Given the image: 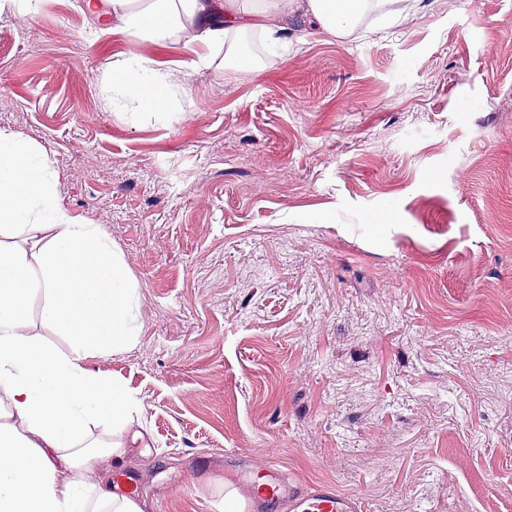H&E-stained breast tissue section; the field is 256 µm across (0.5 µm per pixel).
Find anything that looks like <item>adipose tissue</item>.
Here are the masks:
<instances>
[{"label":"adipose tissue","instance_id":"ef3b65f1","mask_svg":"<svg viewBox=\"0 0 512 512\" xmlns=\"http://www.w3.org/2000/svg\"><path fill=\"white\" fill-rule=\"evenodd\" d=\"M388 0H79L77 8L129 42L106 68L112 105L164 118L170 75L142 41L205 49L260 32L270 60L299 17L337 40ZM40 318L66 339L58 347L30 329ZM137 288L102 225L70 216L41 149L0 130V512H143L113 493L101 463L122 461L143 440L138 401L119 380L92 376L88 354L133 346ZM103 427L104 438L93 435Z\"/></svg>","mask_w":512,"mask_h":512}]
</instances>
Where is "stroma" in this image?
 <instances>
[{
	"label": "stroma",
	"instance_id": "35a3bbf8",
	"mask_svg": "<svg viewBox=\"0 0 512 512\" xmlns=\"http://www.w3.org/2000/svg\"><path fill=\"white\" fill-rule=\"evenodd\" d=\"M75 0L0 16V129L103 225L140 336L85 367L139 402L143 512H224L278 461L362 512H512V0L308 31L257 71L140 43L165 120L112 108L125 49Z\"/></svg>",
	"mask_w": 512,
	"mask_h": 512
}]
</instances>
